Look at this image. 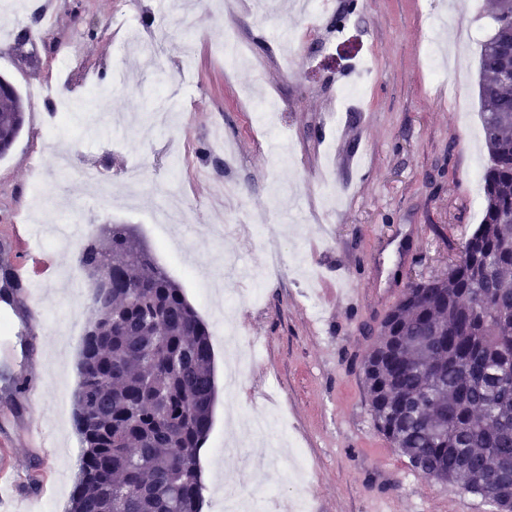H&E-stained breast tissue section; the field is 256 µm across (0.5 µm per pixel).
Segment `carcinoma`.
I'll use <instances>...</instances> for the list:
<instances>
[{
  "label": "carcinoma",
  "instance_id": "carcinoma-1",
  "mask_svg": "<svg viewBox=\"0 0 512 512\" xmlns=\"http://www.w3.org/2000/svg\"><path fill=\"white\" fill-rule=\"evenodd\" d=\"M480 54L489 165L481 224L441 277L407 286L362 362L378 431L423 477L512 512V9L491 5ZM0 97V158L24 125ZM80 271H122L130 287L88 297L67 512H202L198 453L215 398L207 329L129 227L78 253Z\"/></svg>",
  "mask_w": 512,
  "mask_h": 512
}]
</instances>
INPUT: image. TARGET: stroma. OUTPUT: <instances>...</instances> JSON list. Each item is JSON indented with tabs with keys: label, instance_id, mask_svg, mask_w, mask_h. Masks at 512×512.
Listing matches in <instances>:
<instances>
[{
	"label": "stroma",
	"instance_id": "1",
	"mask_svg": "<svg viewBox=\"0 0 512 512\" xmlns=\"http://www.w3.org/2000/svg\"><path fill=\"white\" fill-rule=\"evenodd\" d=\"M36 0L0 6V77L17 88L25 123L0 158V240L31 267L42 316L27 326L0 305V468L10 484L0 512H64L80 444L72 404L87 286L72 287L77 248L11 234L79 212L82 223L133 227L204 322L216 381L224 379L225 328L251 342L234 395L217 391L199 452L208 482L203 512H224L245 463L233 417L283 418L290 444L268 449V512L308 484L310 512H492L473 494L423 478L376 430L360 363L386 312L410 281L446 273L483 217L473 173L489 162L478 94L479 55L494 33L486 0H328L319 23L254 0H196L193 38L161 26L158 0H43L53 16L35 26ZM165 34L162 68L146 69L123 42L126 23ZM292 29L284 49L272 32ZM245 50L225 68V34ZM77 56L76 67L59 64ZM370 63L359 72L358 59ZM122 83L99 112L44 131L64 87L82 98L87 79ZM167 84L181 112L149 143L135 135ZM111 182L95 196L58 159ZM39 358L37 399L19 394L23 355ZM41 437L33 442L23 422Z\"/></svg>",
	"mask_w": 512,
	"mask_h": 512
}]
</instances>
